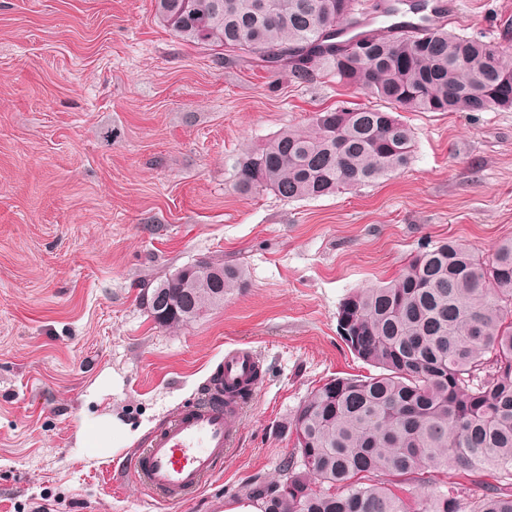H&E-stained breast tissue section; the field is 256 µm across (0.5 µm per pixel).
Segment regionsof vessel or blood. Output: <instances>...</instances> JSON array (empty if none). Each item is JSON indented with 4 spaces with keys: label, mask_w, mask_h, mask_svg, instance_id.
I'll list each match as a JSON object with an SVG mask.
<instances>
[{
    "label": "vessel or blood",
    "mask_w": 512,
    "mask_h": 512,
    "mask_svg": "<svg viewBox=\"0 0 512 512\" xmlns=\"http://www.w3.org/2000/svg\"><path fill=\"white\" fill-rule=\"evenodd\" d=\"M261 366L245 346L225 349L218 374L191 405L178 409L130 460L137 483L159 501L186 500L221 468L243 420V391H255Z\"/></svg>",
    "instance_id": "b4317fda"
}]
</instances>
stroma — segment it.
Masks as SVG:
<instances>
[{"instance_id": "stroma-1", "label": "stroma", "mask_w": 512, "mask_h": 512, "mask_svg": "<svg viewBox=\"0 0 512 512\" xmlns=\"http://www.w3.org/2000/svg\"><path fill=\"white\" fill-rule=\"evenodd\" d=\"M445 24L512 49V0H457ZM372 103L225 65L155 22L152 0H0V512H220L278 477L284 424L315 387L372 374L336 333L344 298L422 243L487 259L512 238V109L403 113L410 164L356 190L235 192L245 149ZM201 260L242 265L246 288L155 323L148 283ZM236 345L263 381L232 456L185 502H156L132 453Z\"/></svg>"}]
</instances>
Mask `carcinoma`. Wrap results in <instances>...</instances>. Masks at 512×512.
<instances>
[{"label":"carcinoma","mask_w":512,"mask_h":512,"mask_svg":"<svg viewBox=\"0 0 512 512\" xmlns=\"http://www.w3.org/2000/svg\"><path fill=\"white\" fill-rule=\"evenodd\" d=\"M155 0L154 18L182 40L221 51L228 64L288 71L300 82L332 76L385 108L338 107L305 129L279 132L233 162L234 188L288 200L341 193L387 178L411 160L402 112L512 109L499 79L509 52L403 11L393 0ZM388 22L364 29L367 17ZM168 275L147 292L161 326L184 325L246 286L242 268ZM512 239L490 261L448 240L425 243L394 280L348 295L347 345L374 375L332 378L286 422L296 455L278 477L244 494L263 512H512ZM493 473L479 490L448 474Z\"/></svg>","instance_id":"cac0c4a2"}]
</instances>
